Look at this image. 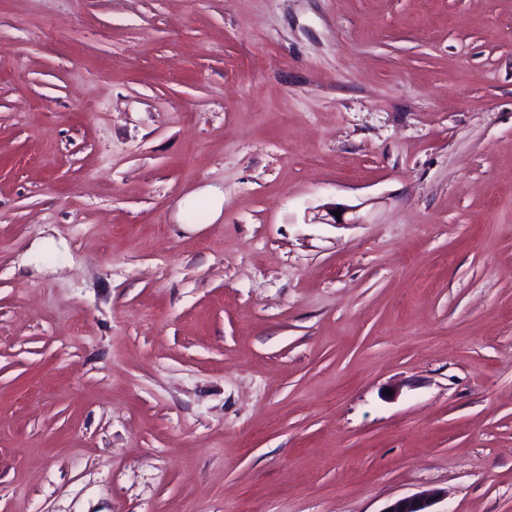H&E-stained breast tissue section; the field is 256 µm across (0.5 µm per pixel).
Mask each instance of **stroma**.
Returning <instances> with one entry per match:
<instances>
[{
    "mask_svg": "<svg viewBox=\"0 0 512 512\" xmlns=\"http://www.w3.org/2000/svg\"><path fill=\"white\" fill-rule=\"evenodd\" d=\"M428 490L512 512V0H0V512Z\"/></svg>",
    "mask_w": 512,
    "mask_h": 512,
    "instance_id": "obj_1",
    "label": "stroma"
}]
</instances>
